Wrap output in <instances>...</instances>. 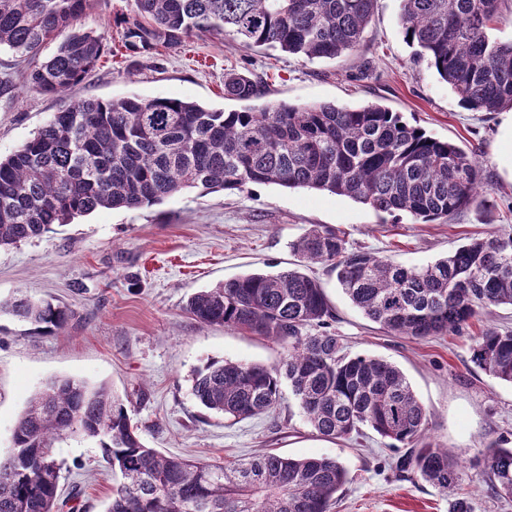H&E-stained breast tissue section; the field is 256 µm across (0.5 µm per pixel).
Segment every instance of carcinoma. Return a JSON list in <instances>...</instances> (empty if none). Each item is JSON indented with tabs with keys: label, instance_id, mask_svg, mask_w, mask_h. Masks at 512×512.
<instances>
[{
	"label": "carcinoma",
	"instance_id": "carcinoma-1",
	"mask_svg": "<svg viewBox=\"0 0 512 512\" xmlns=\"http://www.w3.org/2000/svg\"><path fill=\"white\" fill-rule=\"evenodd\" d=\"M97 0H0V49L24 65V84L59 96L61 109L36 134L0 157V249L42 237L100 209H142L188 188L234 191L250 183L327 191L378 213L423 223L482 199L473 155L380 105L285 102L256 112L208 109L174 97L103 101L68 92L95 68L106 43L79 19ZM377 0H134L124 47H174L196 33L309 59L355 49ZM512 0H403L408 44L429 60L465 108L512 107V42L489 30ZM65 35L36 64L41 47ZM261 78L224 74V97L264 98ZM296 267L253 272L193 294L186 311L286 348L281 365L210 360L192 377L206 409L231 421L265 413L288 386L319 435L349 440L367 427L405 448L395 462L443 492L462 479L448 449L426 440L428 418L404 373L384 359L351 355L334 333L310 335L334 318L321 284L305 272L324 264L350 301L396 336L425 339L463 328L492 306H512V233L473 238L422 267H405L347 247L344 233L313 228L291 244ZM53 332L71 311L27 295L0 300V313ZM472 362L512 384V331L487 327ZM101 438L117 483L106 512H331L347 483L329 457L261 451L239 462L195 461L146 447L124 403L105 385L53 379L20 415L13 452L0 458V512H76L60 500L52 451L62 435ZM487 486L512 498V447L481 451Z\"/></svg>",
	"mask_w": 512,
	"mask_h": 512
}]
</instances>
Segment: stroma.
Here are the masks:
<instances>
[{
    "instance_id": "35a3bbf8",
    "label": "stroma",
    "mask_w": 512,
    "mask_h": 512,
    "mask_svg": "<svg viewBox=\"0 0 512 512\" xmlns=\"http://www.w3.org/2000/svg\"><path fill=\"white\" fill-rule=\"evenodd\" d=\"M402 0H377L356 50L310 60L263 47L245 48L208 33L181 45L133 53L122 45L133 0H100L78 22L104 34L106 49L73 97H176L214 110L240 109L224 97V75L261 77L266 103L340 107L379 104L410 124L472 153L483 170L487 205L428 224L373 209L326 191L250 184L235 191L193 188L139 210L103 209L53 233L0 249V298L23 292L66 304L67 326L46 333L0 314V458L13 448L19 415L50 379L104 383L126 405L147 447L200 459H246L263 450L291 457L337 459L348 481L332 512H449L448 493L393 468L399 449L366 431L362 441L316 435L290 388L277 407L238 422L206 410L191 392L192 374L210 360L279 366L283 345L251 333L204 325L185 305L197 291L238 275L278 272L296 263L290 245L314 227L344 232L349 248L407 267L447 256L470 239L512 233V109L474 112L404 41ZM0 156L9 155L58 111L60 98L27 89L9 52H0ZM309 274L335 316L329 330L348 353L398 366L428 413L427 438L463 469L462 491L474 512H512L511 499L487 493L480 455L492 441H512V385L471 361L487 326L512 328V307L494 308L462 331L415 340L386 333L338 287L328 267ZM59 494L79 512H105L115 479L97 439L73 433L54 445Z\"/></svg>"
}]
</instances>
